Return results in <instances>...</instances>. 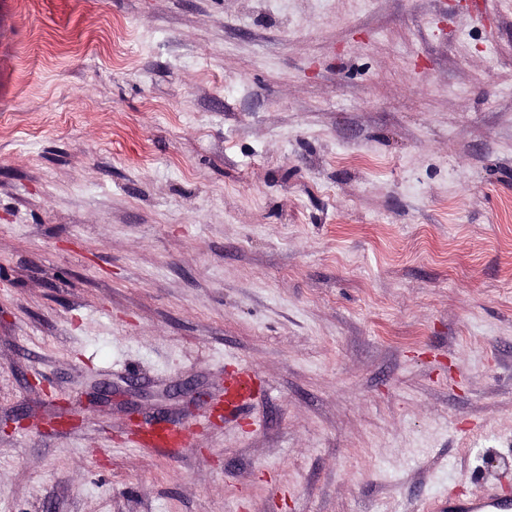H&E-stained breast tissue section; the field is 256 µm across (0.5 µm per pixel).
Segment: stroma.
<instances>
[{
	"instance_id": "stroma-1",
	"label": "stroma",
	"mask_w": 512,
	"mask_h": 512,
	"mask_svg": "<svg viewBox=\"0 0 512 512\" xmlns=\"http://www.w3.org/2000/svg\"><path fill=\"white\" fill-rule=\"evenodd\" d=\"M10 2L0 512L512 496V0ZM146 443L154 450H161L169 455L186 447L189 443L186 429H174L172 433L161 434L156 426L140 428Z\"/></svg>"
}]
</instances>
